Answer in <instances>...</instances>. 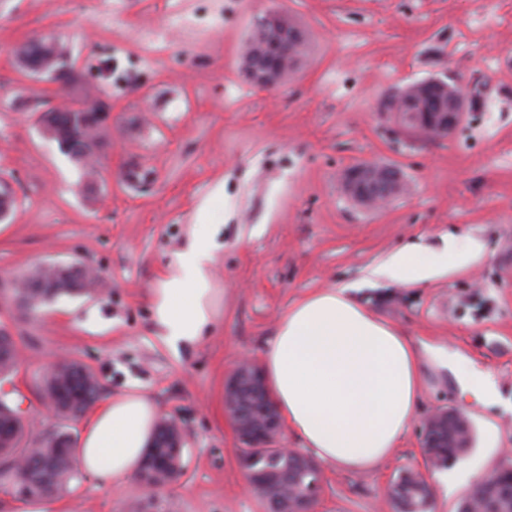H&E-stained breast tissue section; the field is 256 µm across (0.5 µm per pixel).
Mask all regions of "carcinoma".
Segmentation results:
<instances>
[{"instance_id":"obj_1","label":"carcinoma","mask_w":512,"mask_h":512,"mask_svg":"<svg viewBox=\"0 0 512 512\" xmlns=\"http://www.w3.org/2000/svg\"><path fill=\"white\" fill-rule=\"evenodd\" d=\"M461 96L476 107L479 97L455 84L445 89L427 84L419 94L406 103L400 116L409 121L412 117L427 119V114L439 110V102ZM97 104L83 109L58 112L55 116V141L60 150L78 165L84 164L90 154L93 139L89 131L97 122ZM19 307L33 312L48 299L61 296H79L73 283L53 279L39 267L32 268L22 279V287L15 289ZM17 344L12 336L0 329V383H13L20 363L16 354ZM100 385L96 376L77 361L58 362L44 372L38 401H53L57 417L62 421L75 418L91 407L98 399ZM456 411L448 410V432L423 430V448L427 462L433 467H446L467 449L457 443ZM27 425L24 416L13 405L10 394L0 395V483L21 498L54 499L66 491L77 479L79 470L71 453L72 437L63 426L46 434L40 446L32 448L27 443ZM168 430H157L154 439V459L161 462L170 456L167 448ZM257 455L255 467L271 464L280 471V485L315 491L321 481L318 467H308L297 457L272 463L273 455L266 448L254 449ZM479 505L490 512H512V460L501 465L479 487ZM392 512H432V490L423 476L411 468L399 471L393 481L390 496Z\"/></svg>"}]
</instances>
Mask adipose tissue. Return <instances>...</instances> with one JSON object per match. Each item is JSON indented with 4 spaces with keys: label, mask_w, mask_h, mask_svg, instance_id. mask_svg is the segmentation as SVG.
<instances>
[{
    "label": "adipose tissue",
    "mask_w": 512,
    "mask_h": 512,
    "mask_svg": "<svg viewBox=\"0 0 512 512\" xmlns=\"http://www.w3.org/2000/svg\"><path fill=\"white\" fill-rule=\"evenodd\" d=\"M479 256L475 243L453 238L438 253L411 244L374 266L369 279L431 282ZM211 260L204 227L194 225L187 248L150 291L154 322L169 347L198 342L214 319ZM425 358L452 369L462 391L483 405L497 402L495 382L473 362L443 347L416 348L341 288L317 290L288 310L264 347L262 363L279 414L304 450L325 465L360 471L388 457L406 434ZM158 416L153 399L139 391L93 407L73 450L79 470L106 485L130 481L141 469Z\"/></svg>",
    "instance_id": "1"
}]
</instances>
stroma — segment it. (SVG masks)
I'll return each instance as SVG.
<instances>
[{
  "mask_svg": "<svg viewBox=\"0 0 512 512\" xmlns=\"http://www.w3.org/2000/svg\"><path fill=\"white\" fill-rule=\"evenodd\" d=\"M93 34L88 0H0V183L19 205L0 222V328L23 354L15 377L30 407L29 441L59 422L36 400L39 379L66 358L87 366L103 397L148 394L174 418L184 473L144 492L145 512H267L245 492L241 442L224 411V381L239 358L261 362L278 319L322 288H345L413 345L441 346L489 372L512 402V111L467 113L447 139L403 133L382 100L430 78L478 76L512 86V63L491 69L479 49L512 52V28H483L494 0H148ZM286 13L308 33L303 66L281 86L245 81L240 50L255 13ZM190 18L178 25L177 16ZM162 32L160 45L147 42ZM54 35L82 75L72 85L37 78L15 56ZM105 99L112 126L95 177L45 135L41 113ZM364 163L397 169L405 191L370 212L340 180ZM216 227L215 320L196 344H163L149 291L187 245L196 223ZM481 246L472 265L432 282L370 284L367 271L404 244L440 249L447 236ZM77 262L100 276L96 293L63 296L23 314L13 286L43 263ZM416 415L393 453L371 469L322 467L316 512H384L396 472L433 480L421 431L448 407L475 438L470 480L435 492L434 512H457L473 481L512 449V413L463 395L455 375L426 360ZM130 489L82 476L51 512H129Z\"/></svg>",
  "mask_w": 512,
  "mask_h": 512,
  "instance_id": "stroma-1",
  "label": "stroma"
}]
</instances>
